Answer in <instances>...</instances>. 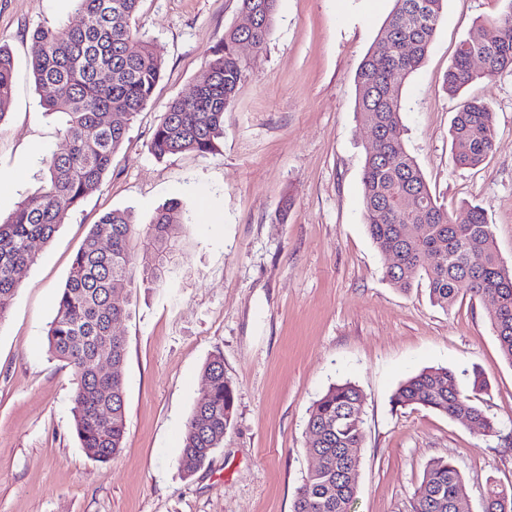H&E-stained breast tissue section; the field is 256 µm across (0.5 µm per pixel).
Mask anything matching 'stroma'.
Wrapping results in <instances>:
<instances>
[{"label":"stroma","mask_w":512,"mask_h":512,"mask_svg":"<svg viewBox=\"0 0 512 512\" xmlns=\"http://www.w3.org/2000/svg\"><path fill=\"white\" fill-rule=\"evenodd\" d=\"M394 0H277L262 54L248 47L236 103L213 153L155 158L148 145L168 103L188 95L224 32L243 23L237 0H141L137 24L164 63L99 188L70 210L0 320V512H291L314 464L306 424L330 386L365 396L354 512H409L427 463L452 460L470 512L493 485H512V364L487 318L491 299L461 294L450 310L426 288H393L367 233L362 174L371 132L355 107V75ZM502 0H445L424 65L406 81L402 124L432 194L450 214L480 206L512 265V69L469 84L494 117V151L471 169L452 161L457 102L444 76L459 43ZM71 0H0V44L16 64L0 123V214L36 189L64 151L65 122L40 103L28 66L30 31L75 24ZM176 200L189 217L178 269L159 286L134 280L115 334L126 343V433L119 455L88 459L73 430V371L46 330L92 224L131 211L138 227ZM224 358L232 425L193 476L179 467L182 429ZM489 382L480 406L499 437L421 406L396 407L398 385L424 368Z\"/></svg>","instance_id":"1"}]
</instances>
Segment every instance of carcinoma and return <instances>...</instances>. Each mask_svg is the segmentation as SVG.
<instances>
[{"mask_svg":"<svg viewBox=\"0 0 512 512\" xmlns=\"http://www.w3.org/2000/svg\"><path fill=\"white\" fill-rule=\"evenodd\" d=\"M445 0H395L376 42L355 78L356 108L374 122L380 138L366 150L363 167L364 218L368 234L385 256L388 282L401 291L423 282L433 304L450 309L462 290L491 296L488 312L503 358L512 364V267L499 258L493 225L477 205L453 217L430 191L416 159L408 153L401 123L402 86L425 62ZM140 0H74L77 25L38 26L30 36L29 68L42 102L65 117L68 150L46 159L39 188L0 219V321L36 261L33 244L50 243L68 211L94 193L130 122L145 108L163 74V62L132 21ZM254 15L249 29L232 27L213 52L207 71L192 92L172 100L149 143L164 158L183 152L207 154L224 136V113L236 101L246 62L238 53L248 40L262 52L273 25L277 0H239ZM498 35L470 36L459 44L445 75L456 97L471 82L512 68V0L489 20ZM480 58L483 70L472 68ZM14 59L0 46V123L11 105ZM453 162L477 167L493 152L494 128L487 105L463 102L453 117ZM187 218L172 201L159 208L142 231L129 213L104 214L77 251L56 312L46 332L48 351L74 369L73 429L85 454L106 463L123 448L125 437L126 346L112 321L127 313L120 292L135 277L164 282L177 263L161 272L155 259L183 252ZM108 363L112 373L101 372ZM206 390L187 419L179 459L193 475L224 444L234 411V389L221 354L204 367ZM487 382L474 373L471 393L446 368L424 369L395 390V406H422L472 426L480 436L498 435L496 422L477 404ZM364 394L352 382L331 386L313 404L307 449L315 465L296 489L292 512H351L359 484L357 454L364 441ZM463 477L450 460L425 466L412 496V512H469ZM483 512H512V489L493 486Z\"/></svg>","mask_w":512,"mask_h":512,"instance_id":"1","label":"carcinoma"}]
</instances>
